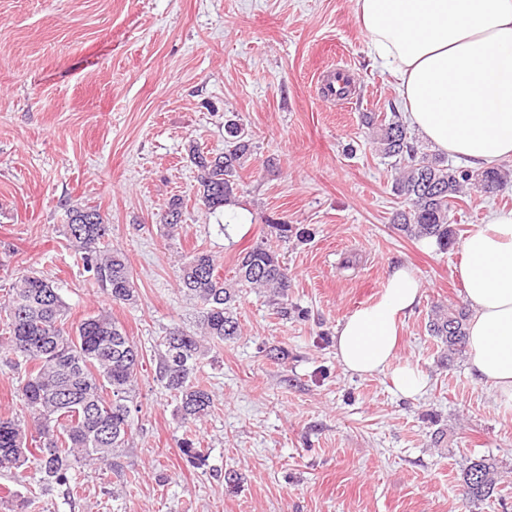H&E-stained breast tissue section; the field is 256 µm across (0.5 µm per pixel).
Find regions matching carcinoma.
<instances>
[{
	"label": "carcinoma",
	"instance_id": "cac0c4a2",
	"mask_svg": "<svg viewBox=\"0 0 512 512\" xmlns=\"http://www.w3.org/2000/svg\"><path fill=\"white\" fill-rule=\"evenodd\" d=\"M372 131L376 151L390 160L392 192L406 207L393 219L409 238H432L447 250L458 237L449 213L455 200L472 186L494 195L502 177L499 170L455 168L435 154L420 151L395 112L380 118L363 114ZM224 152L211 155L191 144L188 156L197 171L200 201L210 209L224 207L238 189V170L252 152V139L238 120L224 123ZM183 200L171 198L162 215L171 229L182 222ZM110 225L92 206L69 210L64 226L70 246L116 304L134 301L135 287L123 253L108 248ZM292 274L278 250L260 242L243 252L235 279L216 272V259L205 251L190 255L181 267L180 289L202 304L196 330L169 329L163 338L160 377L178 399L176 411L185 423L206 416L212 395L192 377L208 344L240 335L236 303L243 291L266 293L281 319L302 317L288 306ZM5 328L0 330V351L25 365L18 396L29 419L0 417V468H21L29 463L43 474V482L67 484L80 462H107L125 447L131 426L132 393L140 353L110 314L89 316L77 325L66 322L67 307L47 279L27 273L14 284L4 305ZM468 312L464 307L438 308L428 320V331L447 347L448 358L467 347ZM466 497L488 500L497 493V464L485 456L473 459L463 471Z\"/></svg>",
	"mask_w": 512,
	"mask_h": 512
}]
</instances>
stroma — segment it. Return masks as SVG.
I'll use <instances>...</instances> for the list:
<instances>
[{"mask_svg": "<svg viewBox=\"0 0 512 512\" xmlns=\"http://www.w3.org/2000/svg\"><path fill=\"white\" fill-rule=\"evenodd\" d=\"M350 71L351 103L320 77ZM399 105L398 82L367 56L353 0H0V302L38 272L68 320L105 311L142 354L126 448L43 486L35 465L0 470V512H512V408L477 382L470 355L445 357L427 332L436 305L461 306V245L422 250L394 228L403 201L390 162L360 120ZM252 136L236 197L208 211L188 145L224 150V118ZM500 192H468L451 213L460 236L512 209V161ZM182 224L160 218L172 196ZM98 207L126 257L133 304L112 303L64 236L70 208ZM310 236L279 249L293 275L280 319L248 293L241 333L212 343L196 383L214 399L186 424L159 377V341L194 330L200 305L178 285L186 257L211 253L225 279L275 223ZM423 288L405 320L400 361L426 378L418 396L388 374L339 363L334 334L376 301L392 267ZM192 440L204 460L183 455ZM487 456L498 493L463 495L461 474Z\"/></svg>", "mask_w": 512, "mask_h": 512, "instance_id": "obj_1", "label": "stroma"}]
</instances>
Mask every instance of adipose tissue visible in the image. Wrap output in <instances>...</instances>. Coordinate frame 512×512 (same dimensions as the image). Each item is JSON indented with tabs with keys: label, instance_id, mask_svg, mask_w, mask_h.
Here are the masks:
<instances>
[{
	"label": "adipose tissue",
	"instance_id": "1",
	"mask_svg": "<svg viewBox=\"0 0 512 512\" xmlns=\"http://www.w3.org/2000/svg\"><path fill=\"white\" fill-rule=\"evenodd\" d=\"M368 57L396 77L403 115L436 151L482 170L512 160V0H354ZM458 274L472 311L469 352L479 383L512 404V210L463 241ZM414 271L392 268L379 298L336 327V356L358 375L388 373L412 396L425 380L399 364V327L419 304Z\"/></svg>",
	"mask_w": 512,
	"mask_h": 512
}]
</instances>
